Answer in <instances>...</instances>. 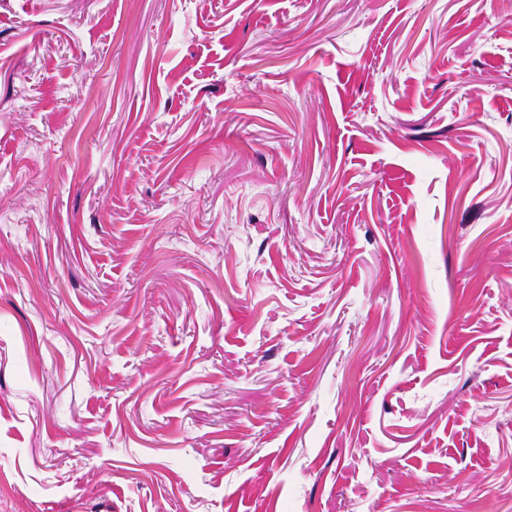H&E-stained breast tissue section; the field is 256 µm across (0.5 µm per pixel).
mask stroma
<instances>
[{"mask_svg": "<svg viewBox=\"0 0 512 512\" xmlns=\"http://www.w3.org/2000/svg\"><path fill=\"white\" fill-rule=\"evenodd\" d=\"M0 512H512V0H0Z\"/></svg>", "mask_w": 512, "mask_h": 512, "instance_id": "stroma-1", "label": "stroma"}]
</instances>
